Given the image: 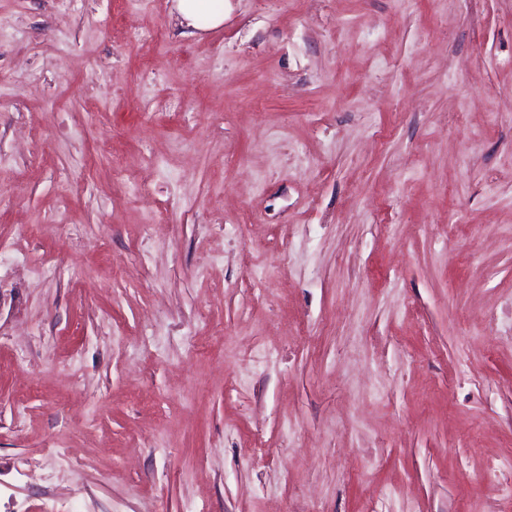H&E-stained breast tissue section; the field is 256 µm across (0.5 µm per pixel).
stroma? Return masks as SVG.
Masks as SVG:
<instances>
[{
    "label": "stroma",
    "instance_id": "35a3bbf8",
    "mask_svg": "<svg viewBox=\"0 0 512 512\" xmlns=\"http://www.w3.org/2000/svg\"><path fill=\"white\" fill-rule=\"evenodd\" d=\"M0 512H512V0H0ZM188 28L208 30L224 23V0H176Z\"/></svg>",
    "mask_w": 512,
    "mask_h": 512
}]
</instances>
